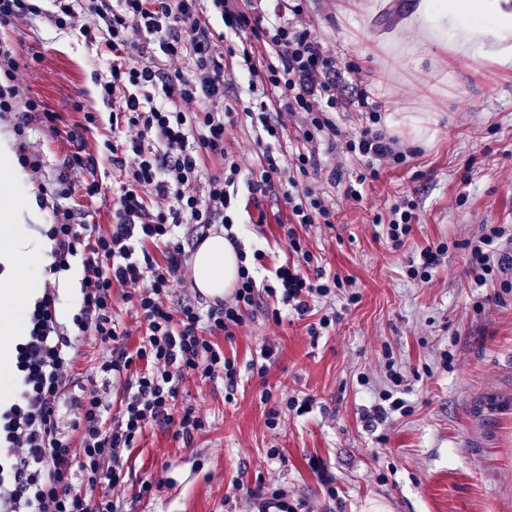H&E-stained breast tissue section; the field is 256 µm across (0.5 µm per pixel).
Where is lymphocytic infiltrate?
I'll use <instances>...</instances> for the list:
<instances>
[{
	"label": "lymphocytic infiltrate",
	"mask_w": 512,
	"mask_h": 512,
	"mask_svg": "<svg viewBox=\"0 0 512 512\" xmlns=\"http://www.w3.org/2000/svg\"><path fill=\"white\" fill-rule=\"evenodd\" d=\"M306 2L275 0L268 12L262 0H49L45 9L33 0H0L1 28L39 17L112 54L110 76L98 82L111 112H84L82 125L89 131L106 120L112 129L104 143L117 184L109 231H93L89 223L88 205L102 192L95 156L78 144L74 131H62L57 112L25 93L14 47L3 40L0 112L14 116L18 161L32 176L42 172L44 156L26 141L30 126L75 145L54 181L40 189L52 213L45 231L52 243L49 271L68 270L72 258H81V305L73 325L99 349L97 374L122 390L116 405L95 390L73 392L69 338L57 321L56 297L49 290L37 297L15 345L19 395L0 404V512H124L113 497L93 498L86 491L120 482L148 428L171 425L185 440L204 428L194 408L173 411L185 380L219 379L225 390H235L240 371L218 340L233 339L257 304L260 289L250 267L241 266L232 292L207 309L185 304L175 311L168 301L186 272L187 248L198 228L222 225L232 247L242 250L233 230L240 189L255 204L280 192L289 212L281 228L293 260L276 269L267 288L283 305L273 320L285 311L299 319L317 316L309 328L316 338L336 320L315 315L317 303L336 296L359 303L352 278L318 266L299 234L331 224L334 216L329 201L303 179L323 171L324 154L345 147L365 165L346 188L357 201L379 165L402 164L407 152L378 129L377 109L365 100L364 120L345 137L336 122V59L304 22ZM217 20L224 33L215 31ZM228 32L240 35V42H225ZM228 58L233 68H226ZM239 68L251 76L244 113L255 131L258 166L249 173L226 139L235 119L224 86ZM289 114L298 117L302 139L292 150L284 143ZM212 160L221 162V173H209ZM417 208L407 197L391 206L382 231L393 248L408 240ZM497 244L512 245V234L499 224L482 225L477 240L464 241L478 282L504 264L505 255L493 250ZM117 287L124 288L141 324L132 346L128 328L113 315ZM65 400L75 409L74 443L59 430Z\"/></svg>",
	"instance_id": "f902f5d3"
}]
</instances>
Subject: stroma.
Instances as JSON below:
<instances>
[{
	"instance_id": "obj_1",
	"label": "stroma",
	"mask_w": 512,
	"mask_h": 512,
	"mask_svg": "<svg viewBox=\"0 0 512 512\" xmlns=\"http://www.w3.org/2000/svg\"><path fill=\"white\" fill-rule=\"evenodd\" d=\"M473 18L469 25L449 13L448 0H310L305 20L336 57L342 122L357 128V105L368 98L381 107L380 128L416 153L382 169L358 202L346 198L343 183L359 163L338 157L342 184L317 185L336 207L335 224L303 236L327 268L355 279L360 302L314 340L306 321L268 318L277 302L262 296L223 343L240 369L233 399L222 383L189 378L177 404L195 407L206 430L188 443L156 426L137 441L110 494L130 500L144 481L159 489L132 512H251L249 500L233 497L235 485L273 483L305 499L310 512H366L373 502L385 512H512V265L476 286L459 246L482 225L512 226V62L502 61L512 40L491 36L512 26V0H486ZM0 37L13 44L26 92L60 112L64 125L76 127L87 110L106 112L95 79L112 65L108 50L87 48L78 34L39 19L0 27ZM248 80L242 73L225 85L224 100L236 112L230 147L253 167L255 132L243 112ZM85 149L103 182L90 222L103 231L111 222L112 161L99 133H86ZM405 194L418 201L420 220L397 252L373 220ZM287 215L278 195L262 209L239 211L234 230L246 251L266 254L258 279L287 258L279 228ZM435 242L449 248L431 280L407 281L404 257ZM37 278L70 317L78 312L81 258ZM70 317L62 326L72 372L90 388L98 350ZM269 340L278 353L260 377L250 363ZM388 351L403 367L411 412L390 415L372 433L362 414L387 386ZM294 397L311 398L308 413L288 409ZM273 408L281 415L272 429ZM313 459L322 471L310 467Z\"/></svg>"
}]
</instances>
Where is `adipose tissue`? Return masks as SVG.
Returning <instances> with one entry per match:
<instances>
[{"instance_id": "1", "label": "adipose tissue", "mask_w": 512, "mask_h": 512, "mask_svg": "<svg viewBox=\"0 0 512 512\" xmlns=\"http://www.w3.org/2000/svg\"><path fill=\"white\" fill-rule=\"evenodd\" d=\"M14 140L0 132V364L10 361L16 336L24 331V314L35 297L32 271L49 261L50 243L30 228H21L20 217L41 223L43 211L35 194L24 193L27 175L12 161ZM236 250L222 235L208 237L192 262L196 288L206 296L231 291L238 279Z\"/></svg>"}]
</instances>
